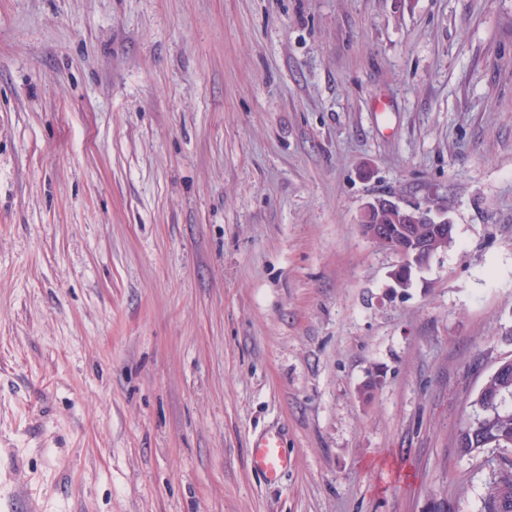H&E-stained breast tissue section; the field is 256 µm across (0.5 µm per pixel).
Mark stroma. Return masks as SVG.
Returning <instances> with one entry per match:
<instances>
[{
    "instance_id": "35a3bbf8",
    "label": "stroma",
    "mask_w": 512,
    "mask_h": 512,
    "mask_svg": "<svg viewBox=\"0 0 512 512\" xmlns=\"http://www.w3.org/2000/svg\"><path fill=\"white\" fill-rule=\"evenodd\" d=\"M508 359L512 0H0V512H479ZM384 207L388 211L398 212V220L403 224H392L393 221L384 214L379 220L371 224L374 212ZM430 225L426 234H420L416 226ZM437 210L429 207L422 208L417 205H400L391 198L377 197L366 203L362 217L361 229L364 235L376 242L379 246L396 253L400 263L392 273L396 285H400L409 274L411 268H426L432 259L441 251L448 250L454 243V227ZM399 231L400 244L394 234ZM448 242V247H440ZM502 362L488 377L476 398L484 409L477 420L465 422L457 434V448L464 455L484 448H512V363ZM252 465L270 480H275L287 466L280 448V434L268 431L255 437L250 448Z\"/></svg>"
}]
</instances>
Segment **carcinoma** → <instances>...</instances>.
Returning a JSON list of instances; mask_svg holds the SVG:
<instances>
[{
  "label": "carcinoma",
  "instance_id": "obj_1",
  "mask_svg": "<svg viewBox=\"0 0 512 512\" xmlns=\"http://www.w3.org/2000/svg\"><path fill=\"white\" fill-rule=\"evenodd\" d=\"M474 405L484 412L465 422L457 434V448L473 455L485 448H512V363H501L488 377ZM482 512H512V461L501 466L483 497Z\"/></svg>",
  "mask_w": 512,
  "mask_h": 512
}]
</instances>
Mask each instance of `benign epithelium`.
I'll use <instances>...</instances> for the list:
<instances>
[{
  "mask_svg": "<svg viewBox=\"0 0 512 512\" xmlns=\"http://www.w3.org/2000/svg\"><path fill=\"white\" fill-rule=\"evenodd\" d=\"M387 209L398 213V224L371 223L374 212ZM419 224L429 225L427 233L416 230ZM450 221L440 213L417 205H401L391 198L377 197L366 203L361 229L364 235L379 246L396 253L400 263L392 273L395 283L403 282L411 268H425L441 252L448 241Z\"/></svg>",
  "mask_w": 512,
  "mask_h": 512,
  "instance_id": "obj_1",
  "label": "benign epithelium"
}]
</instances>
